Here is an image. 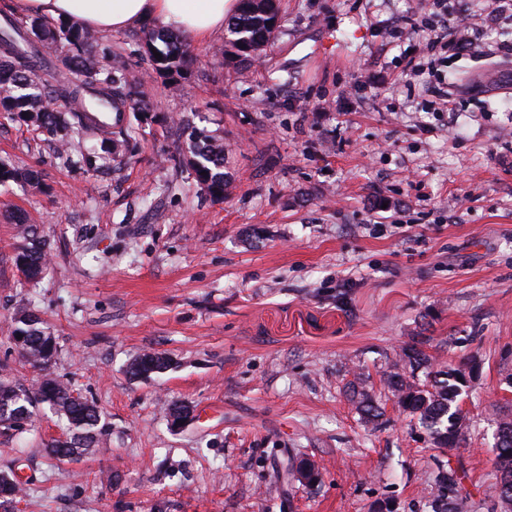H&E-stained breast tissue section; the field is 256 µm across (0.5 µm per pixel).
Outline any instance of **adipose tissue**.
Wrapping results in <instances>:
<instances>
[{"mask_svg": "<svg viewBox=\"0 0 512 512\" xmlns=\"http://www.w3.org/2000/svg\"><path fill=\"white\" fill-rule=\"evenodd\" d=\"M20 14L66 20L102 34L126 29L149 18L202 44L223 33L238 0H14Z\"/></svg>", "mask_w": 512, "mask_h": 512, "instance_id": "1", "label": "adipose tissue"}]
</instances>
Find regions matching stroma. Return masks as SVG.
Masks as SVG:
<instances>
[{"label": "stroma", "instance_id": "stroma-1", "mask_svg": "<svg viewBox=\"0 0 512 512\" xmlns=\"http://www.w3.org/2000/svg\"><path fill=\"white\" fill-rule=\"evenodd\" d=\"M481 44L421 75L417 41L390 38L416 0H280L282 31L258 62L224 59L216 36L177 80L144 48L149 19L103 34L98 59L121 63L153 105L122 161L93 172L0 113V161L41 170L40 192L0 185V368L32 383L9 339L20 309L58 339L52 368L105 413L95 455L51 464L66 429L38 415L0 433V471L29 479L11 512H426L441 453L400 414L382 376L424 338L447 366L481 365L463 399L458 451L487 512L494 433L512 415V18L468 0ZM392 74L352 111L337 97L361 71ZM449 87L455 109L432 106ZM321 113H312V106ZM223 139L232 194L200 189L179 154L192 128ZM50 244L43 279L15 266L9 211ZM172 360L134 379L146 352ZM362 378L382 415L350 401ZM193 409L172 429L168 408ZM318 485L286 482L293 458ZM122 483L102 488L103 473Z\"/></svg>", "mask_w": 512, "mask_h": 512}]
</instances>
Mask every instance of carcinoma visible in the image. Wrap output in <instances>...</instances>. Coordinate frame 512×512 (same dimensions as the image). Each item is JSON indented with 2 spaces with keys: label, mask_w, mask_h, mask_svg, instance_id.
<instances>
[{
  "label": "carcinoma",
  "mask_w": 512,
  "mask_h": 512,
  "mask_svg": "<svg viewBox=\"0 0 512 512\" xmlns=\"http://www.w3.org/2000/svg\"><path fill=\"white\" fill-rule=\"evenodd\" d=\"M280 29L276 0H240L237 14L226 26L228 53L237 62L251 64L268 47ZM161 40L163 48L154 45ZM60 44L66 48L62 63L68 76L59 78L55 71L42 64L32 50L33 42ZM100 36L74 26H53L37 18L8 19L0 28V112L17 123L33 126L49 137H60V154L73 166L91 169L97 155L93 152L72 154L75 140L89 136L109 135L118 128L121 139L101 142L103 152L116 158L115 147L129 150L135 134L132 125L105 121L112 112L130 111L135 120L151 111L141 85L124 65L104 67L96 60ZM148 47L162 59H153L156 69L178 74L194 61L189 43L164 29L150 34ZM224 143L203 130L190 133L182 162L189 168L199 185L209 195L222 200L229 195L230 181L224 173ZM14 182L33 189L43 188L38 173L23 167L0 162V185ZM14 223L21 225L23 243L18 248L15 265H25L35 276L47 269L46 240L29 223L22 212L12 214ZM11 335L23 339L21 354L40 378L27 386L8 376L0 375V422L8 421L5 432L22 433L32 424L34 409L46 405L60 419L66 420L68 434L46 445L47 455L61 462H78L98 450L107 436L103 412L85 397L76 398L69 384L51 372L59 352L41 319L29 310L14 317ZM171 358L158 353L138 355L129 365V373L148 378L171 367ZM421 370L425 380L409 381L406 372ZM460 369H439L432 358L413 344L402 349L398 360L383 374L382 383L396 399L401 412L415 418L428 433L437 449L449 451L466 444L468 424L460 413V402L466 393ZM355 409L365 420L375 422L381 416L370 396L352 390ZM497 471L499 484L512 491V417L505 415L497 423ZM459 481L451 483L434 471L426 502L428 512H467L474 502V493L467 485L468 473L462 461L455 462ZM23 492V483L15 473L0 472V512H11V505Z\"/></svg>",
  "instance_id": "carcinoma-1"
}]
</instances>
